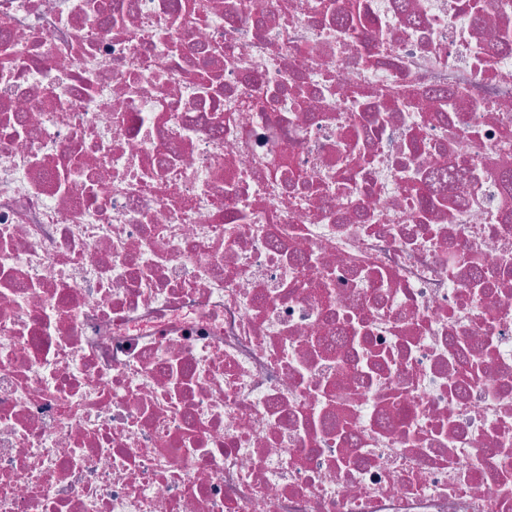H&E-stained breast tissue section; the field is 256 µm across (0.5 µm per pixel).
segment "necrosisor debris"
Wrapping results in <instances>:
<instances>
[{"instance_id":"1","label":"necrosis or debris","mask_w":512,"mask_h":512,"mask_svg":"<svg viewBox=\"0 0 512 512\" xmlns=\"http://www.w3.org/2000/svg\"><path fill=\"white\" fill-rule=\"evenodd\" d=\"M0 0V512H512V0Z\"/></svg>"}]
</instances>
